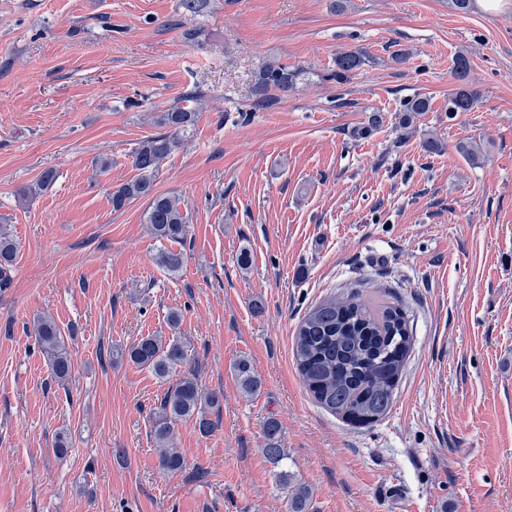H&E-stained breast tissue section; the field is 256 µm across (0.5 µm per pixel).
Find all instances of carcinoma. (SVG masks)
Masks as SVG:
<instances>
[{
    "label": "carcinoma",
    "mask_w": 512,
    "mask_h": 512,
    "mask_svg": "<svg viewBox=\"0 0 512 512\" xmlns=\"http://www.w3.org/2000/svg\"><path fill=\"white\" fill-rule=\"evenodd\" d=\"M364 63L361 52L340 51L336 56V76H344ZM295 77L296 72L283 66L266 67L257 82L258 103L269 104L267 93L271 89L290 90ZM478 99V92L461 89L448 99V111L469 112ZM200 100L199 91H189L180 103L159 116L158 123L166 128V132L138 143L133 151L137 177L112 192L115 210L135 199L149 200L144 222L159 240L178 243L185 237L188 218L179 206V199L155 194L154 180L163 161L180 145V134L195 124ZM428 109L429 102L423 97L409 100L404 108V127H410L414 118ZM16 254V242L1 229L0 287L7 284ZM155 261L166 273L175 274L184 265V253L164 248ZM33 332L38 344L50 353L52 378L59 383L71 379L74 364L53 318L37 317ZM411 343L412 332L399 307L390 303L376 305L356 292L346 298H328L308 311L296 329L294 355L297 369L319 405L349 422L370 424L392 408L398 378ZM109 359L114 365L127 359L159 379L169 377L179 367L184 368L183 376L168 389L159 408L153 412L150 430L158 447L159 467L167 473L182 470L184 457L174 448L175 424L180 420H193L201 434H211L218 423L208 413L220 411L223 396L203 389L197 370L187 366L184 347L175 337H142L125 348L112 350ZM233 371L244 393L251 395L261 389L262 381L247 359H238ZM264 433L263 454L277 466L285 456L278 422L268 420ZM278 479L288 489V512H310L311 489L291 483L286 472L279 473Z\"/></svg>",
    "instance_id": "obj_1"
}]
</instances>
